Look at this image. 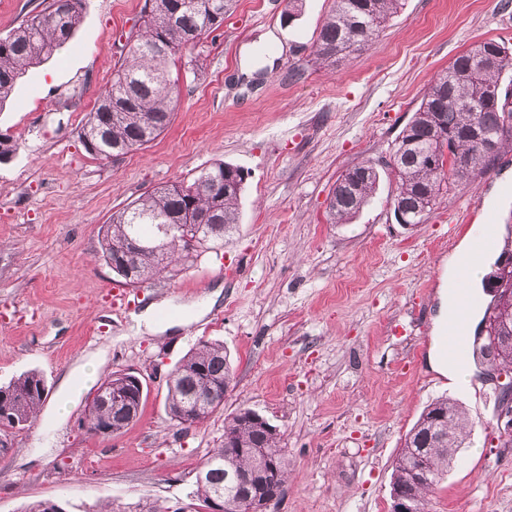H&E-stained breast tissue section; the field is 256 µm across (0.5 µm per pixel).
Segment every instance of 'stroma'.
<instances>
[{"label":"stroma","instance_id":"obj_1","mask_svg":"<svg viewBox=\"0 0 512 512\" xmlns=\"http://www.w3.org/2000/svg\"><path fill=\"white\" fill-rule=\"evenodd\" d=\"M144 0H84L74 36L30 67L0 107V134L20 150L0 163V384L40 371L36 426L0 450V512L49 499L66 512L193 501L196 475L247 406L279 431L291 460L272 512H389L392 462L432 400L458 401L473 421L467 448L428 512H512V447L495 385L471 359L464 387L429 371L438 289L461 241L487 218L512 245V152L443 195L423 223H396V182L381 173L369 203L327 220L341 173L385 160L432 78L472 45L512 48V0H404L363 50L308 63L332 0H236L224 25L176 60L179 103L146 148L95 160L79 129L112 76ZM223 161L246 188L231 241L178 275L121 284L99 259L112 213L146 190ZM199 319L137 331L152 303L172 318L210 295ZM223 342L234 380L224 410L181 432L165 408V375L198 339ZM133 370L148 383L122 434L81 427L99 377Z\"/></svg>","mask_w":512,"mask_h":512}]
</instances>
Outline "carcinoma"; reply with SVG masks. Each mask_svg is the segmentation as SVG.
Wrapping results in <instances>:
<instances>
[{"label":"carcinoma","mask_w":512,"mask_h":512,"mask_svg":"<svg viewBox=\"0 0 512 512\" xmlns=\"http://www.w3.org/2000/svg\"><path fill=\"white\" fill-rule=\"evenodd\" d=\"M174 0H144L138 28L130 32L126 54L112 70V79L100 93L80 127L79 140L92 154L87 137L108 160L111 149L128 155L155 140L170 124L178 101L177 85L170 77L169 61L195 47L221 28L236 0H182L175 24L167 23ZM402 0H333L312 47L322 63L336 53L369 45ZM82 0H52L45 11L33 15L0 38V108L9 99L26 69L48 60L69 40L81 22ZM512 67V50L489 40L458 55L424 92L418 108L400 132L395 163L388 167L396 179V197L406 208L431 211L442 194L469 177L488 172L500 152L512 148V95L502 85L504 71ZM460 101L477 105L474 112L457 107ZM477 126L482 139L469 136ZM226 163L215 162L187 183L163 185L145 192L112 214L103 227L101 259L106 266L125 267L131 273L124 283L137 286L164 274L192 266L205 252L224 245L239 221L244 191L240 168L225 173ZM380 172L360 163L347 168L336 181L328 214L333 224L346 221L369 202ZM497 335L504 344L497 350L495 366L512 367V305L494 314ZM233 380V367L224 345L201 339L165 376L166 409L172 421L185 430L196 427L224 410V390ZM131 390L121 371L109 373L99 384L100 403L84 418L91 434L111 437L135 423L142 402L131 413L115 407L113 399ZM47 391L44 377L28 371L0 386V438L36 424ZM470 436L462 408L448 398L430 403L406 434L393 460L392 484L417 499L418 512H426L427 496L448 474V449L462 448ZM265 450L276 466L277 480L252 477L244 484L224 483V476L246 473L252 453ZM291 461L279 438L267 434L239 408L224 418V440L203 462V480L196 481L195 500L209 507L221 490L231 512H247L246 499L262 500L287 484Z\"/></svg>","instance_id":"1"}]
</instances>
